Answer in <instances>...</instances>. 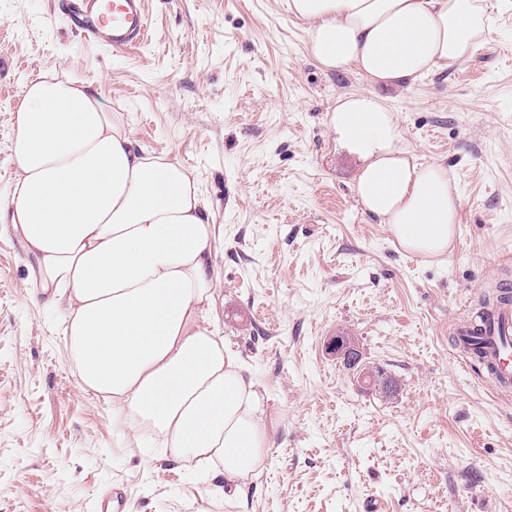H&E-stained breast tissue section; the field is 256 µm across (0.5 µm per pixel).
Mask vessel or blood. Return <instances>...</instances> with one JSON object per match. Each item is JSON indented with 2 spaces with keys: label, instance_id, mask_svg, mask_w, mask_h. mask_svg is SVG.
Segmentation results:
<instances>
[{
  "label": "vessel or blood",
  "instance_id": "vessel-or-blood-1",
  "mask_svg": "<svg viewBox=\"0 0 512 512\" xmlns=\"http://www.w3.org/2000/svg\"><path fill=\"white\" fill-rule=\"evenodd\" d=\"M54 5L80 39L108 50L136 48L148 36L145 0H54ZM455 345L467 365H481L502 392H511L512 296L483 321L459 323Z\"/></svg>",
  "mask_w": 512,
  "mask_h": 512
}]
</instances>
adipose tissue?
<instances>
[{"mask_svg":"<svg viewBox=\"0 0 512 512\" xmlns=\"http://www.w3.org/2000/svg\"><path fill=\"white\" fill-rule=\"evenodd\" d=\"M326 71L370 91L340 96L336 141L361 166L362 209L406 253L447 257L459 200L448 169L409 154L396 112L375 89L408 87L470 58L493 33L485 0H286ZM11 151L13 229L35 260L36 288L64 304L82 390L116 423L226 482L259 474L273 445L263 399L208 320L217 232L193 171L136 145L121 112L71 74L25 87Z\"/></svg>","mask_w":512,"mask_h":512,"instance_id":"obj_1","label":"adipose tissue"}]
</instances>
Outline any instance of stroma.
Instances as JSON below:
<instances>
[{
	"mask_svg": "<svg viewBox=\"0 0 512 512\" xmlns=\"http://www.w3.org/2000/svg\"><path fill=\"white\" fill-rule=\"evenodd\" d=\"M286 0H147L133 50L84 46L51 0H0V197L13 114L47 71L99 85L138 145L195 170L221 229L212 326L264 398L273 446L238 490L138 448L81 390L64 311L0 223V512H512V395L465 368L452 328L512 286V0L465 63L378 88L406 147L460 196L446 259L405 254L359 205L328 117L359 73L310 57ZM352 336L384 394L329 355Z\"/></svg>",
	"mask_w": 512,
	"mask_h": 512,
	"instance_id": "stroma-1",
	"label": "stroma"
}]
</instances>
